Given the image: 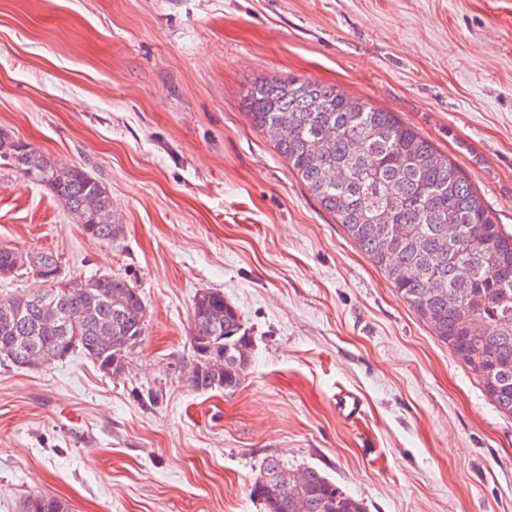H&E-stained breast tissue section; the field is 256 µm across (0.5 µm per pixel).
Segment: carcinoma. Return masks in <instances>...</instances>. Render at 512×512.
Listing matches in <instances>:
<instances>
[{"mask_svg": "<svg viewBox=\"0 0 512 512\" xmlns=\"http://www.w3.org/2000/svg\"><path fill=\"white\" fill-rule=\"evenodd\" d=\"M252 125L267 134L321 209L385 276L439 341L478 377L485 396L512 416V233L498 224L466 171L394 112L297 77L264 78L243 96ZM0 160L45 186L96 242L123 231L103 183L0 133ZM31 269L47 288L0 299V357L25 368L78 352L124 372L141 342L146 305L114 275L83 287L58 277L51 252L0 248V276ZM186 374L197 392L235 390L252 337L218 291L194 301ZM265 512H366L313 467L264 462L249 487ZM24 512H70L62 500L27 497Z\"/></svg>", "mask_w": 512, "mask_h": 512, "instance_id": "cac0c4a2", "label": "carcinoma"}]
</instances>
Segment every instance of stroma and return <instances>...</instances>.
I'll return each instance as SVG.
<instances>
[{
  "instance_id": "35a3bbf8",
  "label": "stroma",
  "mask_w": 512,
  "mask_h": 512,
  "mask_svg": "<svg viewBox=\"0 0 512 512\" xmlns=\"http://www.w3.org/2000/svg\"><path fill=\"white\" fill-rule=\"evenodd\" d=\"M289 76L395 112L512 232V0H0V131L100 179L123 226L90 240L1 164L0 248L147 309L123 375L0 360V512H263L271 456L367 512H512V416L252 126L246 87ZM205 290L252 336L233 391L183 378ZM24 512H70V508L58 498L30 494L25 501Z\"/></svg>"
}]
</instances>
